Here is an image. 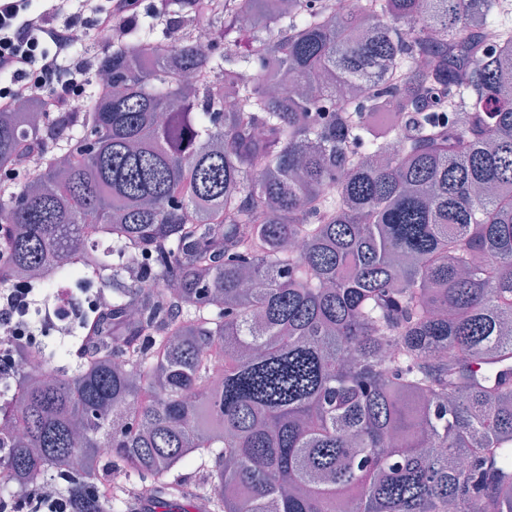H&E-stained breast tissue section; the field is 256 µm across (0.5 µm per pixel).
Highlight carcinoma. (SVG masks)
I'll return each mask as SVG.
<instances>
[{
  "label": "carcinoma",
  "instance_id": "obj_1",
  "mask_svg": "<svg viewBox=\"0 0 512 512\" xmlns=\"http://www.w3.org/2000/svg\"><path fill=\"white\" fill-rule=\"evenodd\" d=\"M177 2L83 111L0 112V278L112 264L0 408V498L130 512L108 448L209 512H512V0H224L209 51Z\"/></svg>",
  "mask_w": 512,
  "mask_h": 512
}]
</instances>
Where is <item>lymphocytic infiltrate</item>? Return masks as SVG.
<instances>
[{"label":"lymphocytic infiltrate","instance_id":"1","mask_svg":"<svg viewBox=\"0 0 512 512\" xmlns=\"http://www.w3.org/2000/svg\"><path fill=\"white\" fill-rule=\"evenodd\" d=\"M140 0H0V112L45 100L50 111H71L86 100L95 70L75 54L76 21L89 17L96 33L125 37Z\"/></svg>","mask_w":512,"mask_h":512}]
</instances>
